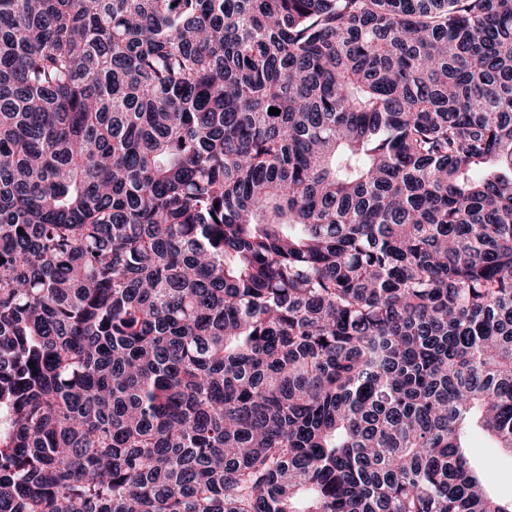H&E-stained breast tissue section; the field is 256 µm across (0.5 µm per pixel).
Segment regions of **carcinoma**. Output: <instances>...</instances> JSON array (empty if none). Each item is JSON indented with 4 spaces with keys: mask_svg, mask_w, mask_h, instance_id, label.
<instances>
[{
    "mask_svg": "<svg viewBox=\"0 0 512 512\" xmlns=\"http://www.w3.org/2000/svg\"><path fill=\"white\" fill-rule=\"evenodd\" d=\"M474 424L512 0H0V512H512Z\"/></svg>",
    "mask_w": 512,
    "mask_h": 512,
    "instance_id": "cac0c4a2",
    "label": "carcinoma"
}]
</instances>
